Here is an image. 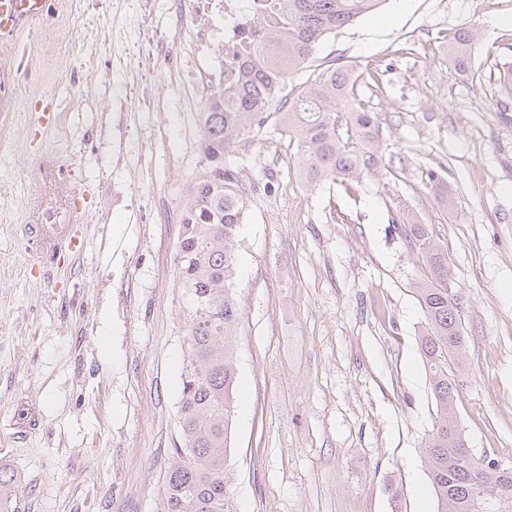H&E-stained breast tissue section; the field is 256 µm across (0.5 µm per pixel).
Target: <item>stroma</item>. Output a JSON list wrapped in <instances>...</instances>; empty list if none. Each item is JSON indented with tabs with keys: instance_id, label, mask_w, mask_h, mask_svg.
Listing matches in <instances>:
<instances>
[{
	"instance_id": "1",
	"label": "stroma",
	"mask_w": 512,
	"mask_h": 512,
	"mask_svg": "<svg viewBox=\"0 0 512 512\" xmlns=\"http://www.w3.org/2000/svg\"><path fill=\"white\" fill-rule=\"evenodd\" d=\"M134 11L79 8L75 40L103 64ZM478 27L477 78L448 39ZM377 64L357 99L383 160L350 185L308 188L275 124L230 152L251 192L240 230V332L232 449L237 512H436L422 448L435 404L417 289L427 268L406 234L448 253L465 350L454 369L467 444L512 462V0H387L327 36L315 60ZM161 111L124 79L72 86L0 142V469L8 512H162L180 441L187 334L176 254L205 164L197 102L155 65ZM126 98L127 109L112 104ZM67 140L83 250L43 265L17 224L30 170ZM441 169L448 200L426 180Z\"/></svg>"
}]
</instances>
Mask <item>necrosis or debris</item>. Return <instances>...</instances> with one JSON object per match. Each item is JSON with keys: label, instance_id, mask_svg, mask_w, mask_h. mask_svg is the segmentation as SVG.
Here are the masks:
<instances>
[{"label": "necrosis or debris", "instance_id": "1", "mask_svg": "<svg viewBox=\"0 0 512 512\" xmlns=\"http://www.w3.org/2000/svg\"><path fill=\"white\" fill-rule=\"evenodd\" d=\"M142 24L133 43L142 64L160 62L169 72L187 76L202 103H210L225 87L237 83L236 60L253 38L251 18L259 0H135ZM81 0H46L40 13L31 16L8 46L0 48L9 90L0 97V132L9 131L21 113L42 98L52 74L69 83L85 85L96 72L79 67L85 45L72 36L74 16ZM51 31L41 56L29 46L43 31ZM219 53V65L205 63V56ZM32 192L23 204L28 224H50L60 230L87 223L88 217L73 204V173L56 154L40 160Z\"/></svg>", "mask_w": 512, "mask_h": 512}]
</instances>
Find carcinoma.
I'll return each instance as SVG.
<instances>
[{
  "instance_id": "cac0c4a2",
  "label": "carcinoma",
  "mask_w": 512,
  "mask_h": 512,
  "mask_svg": "<svg viewBox=\"0 0 512 512\" xmlns=\"http://www.w3.org/2000/svg\"><path fill=\"white\" fill-rule=\"evenodd\" d=\"M385 0H266L256 16L258 36L242 55L241 79L198 113L205 166L185 204L176 256L187 320L177 421L181 435L167 475L163 512H236L224 465L230 451L233 395L237 383L234 342L240 305L235 276L246 194L224 152L258 137L278 117L281 134L296 143L300 173L309 186L347 183L377 163L380 139L375 114L355 102L358 76L350 64L310 67L329 34L376 10ZM477 29L448 41V61L462 76H475L472 47ZM428 184L443 204L448 185L427 170ZM408 236L429 268L419 288L426 325L420 337L436 404L425 455L437 512H477L473 497L482 482L490 490L488 512H512V465L499 471L462 463L466 442L457 423L455 375L449 362L464 338L448 254L428 225H409Z\"/></svg>"
}]
</instances>
